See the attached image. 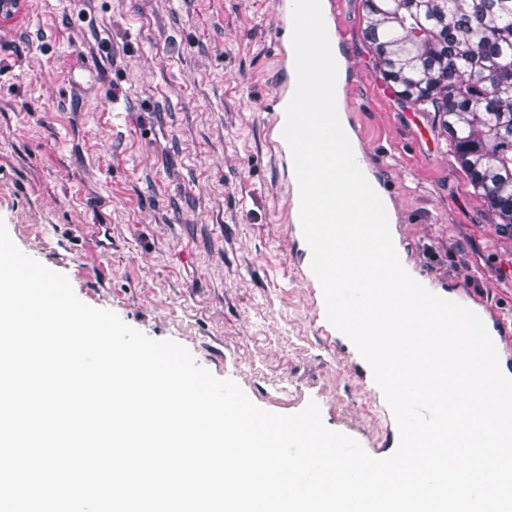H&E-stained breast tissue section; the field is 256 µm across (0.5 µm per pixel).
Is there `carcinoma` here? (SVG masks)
Returning <instances> with one entry per match:
<instances>
[{
	"mask_svg": "<svg viewBox=\"0 0 512 512\" xmlns=\"http://www.w3.org/2000/svg\"><path fill=\"white\" fill-rule=\"evenodd\" d=\"M383 78L438 114L469 185L512 234V0H363Z\"/></svg>",
	"mask_w": 512,
	"mask_h": 512,
	"instance_id": "carcinoma-1",
	"label": "carcinoma"
}]
</instances>
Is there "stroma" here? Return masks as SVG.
<instances>
[{
	"label": "stroma",
	"mask_w": 512,
	"mask_h": 512,
	"mask_svg": "<svg viewBox=\"0 0 512 512\" xmlns=\"http://www.w3.org/2000/svg\"><path fill=\"white\" fill-rule=\"evenodd\" d=\"M273 0H27L0 31V222L86 304L382 458L399 431L372 371L324 324L293 161L264 105L282 61ZM351 129L384 176L411 272L512 315V238L439 119L382 77L362 0H341Z\"/></svg>",
	"instance_id": "stroma-1"
}]
</instances>
